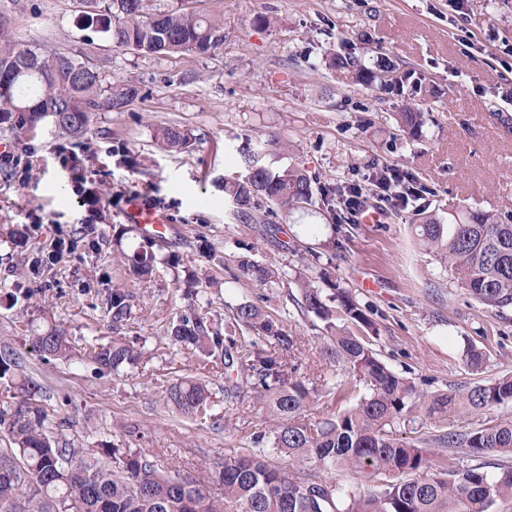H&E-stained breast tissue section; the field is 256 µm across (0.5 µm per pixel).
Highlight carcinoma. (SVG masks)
Returning a JSON list of instances; mask_svg holds the SVG:
<instances>
[{"label":"carcinoma","instance_id":"obj_1","mask_svg":"<svg viewBox=\"0 0 512 512\" xmlns=\"http://www.w3.org/2000/svg\"><path fill=\"white\" fill-rule=\"evenodd\" d=\"M98 8L82 18L85 29L101 33L121 50L140 54L188 53L210 56L224 45V25L190 10L157 13L151 22L143 0H90ZM9 19L0 15V124L17 136L34 132L49 104L59 105L58 129L78 136L87 130L94 112H123L139 95L132 85L103 87L100 73L89 66L77 78L83 61L73 55L48 51L34 43L7 37ZM400 125L415 137L424 113L408 108L398 113ZM155 137L168 152L182 153L191 136L174 126H160ZM237 151L244 173L224 179V196L236 213L277 231L264 209L275 203L285 209L313 203L314 179L291 166L272 172L265 164L269 151L283 148L280 139L263 142L247 137ZM415 237L425 251L459 274L461 288L479 304L497 312L512 307V211L494 216L480 211L448 215L444 224L433 214L419 213ZM150 242L127 257L134 275L146 279L157 260ZM238 269L255 283L268 286L279 271L248 255ZM332 293L306 279L298 280L300 309L324 323L326 355L350 371L346 379L324 378L308 385L289 376L278 351L293 349L296 338L286 334L260 307L242 302L232 312V325L253 336L248 343L224 344V337L208 317L194 309L182 312L168 341L198 351L200 371L207 372L218 357L228 378L225 401L239 400L236 372L260 398L274 421L269 435L260 434L252 446L224 455L202 466L197 475L169 474L152 456L119 444L110 448H77L47 434L48 414L39 405L45 387L25 373L16 354L0 351V381L18 391L21 399L0 408V429L12 447L0 452V512H490L498 501L512 500V465L495 470L464 466L448 471L420 441L400 438L396 427H415L421 418L435 425H451L487 415L512 405V375L483 380L463 389L431 396L392 372L365 336L339 326L347 320L375 332L374 322L358 301L331 282ZM131 294L112 289L107 303L112 325L130 319ZM273 339L271 351L257 343ZM30 352L40 358L69 360L73 348L64 331L54 327L28 336ZM141 347L130 341L99 343L91 356L100 373H118L137 364ZM467 364L480 370L485 353L470 344ZM326 397L351 395L356 403L329 412L312 430L302 412L318 393ZM166 404L176 413L206 421L213 417L212 392L203 377L184 378L165 391ZM439 444L461 448L470 455L496 452L512 455V421L488 422L469 431L438 436ZM288 456V466L268 459V451ZM348 475L323 480L307 473L311 466ZM218 483L212 496L206 484Z\"/></svg>","mask_w":512,"mask_h":512}]
</instances>
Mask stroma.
Listing matches in <instances>:
<instances>
[{"label": "stroma", "instance_id": "obj_1", "mask_svg": "<svg viewBox=\"0 0 512 512\" xmlns=\"http://www.w3.org/2000/svg\"><path fill=\"white\" fill-rule=\"evenodd\" d=\"M148 12L191 6L224 23V45L214 55L143 56L113 48L83 29L78 0H0L16 39L78 56L96 67L104 84L128 83L138 97L122 112L92 115L75 142L50 122L16 137L0 129V143L16 155L34 148L32 170L7 172L0 164V346L18 355L25 372L47 389L41 405L49 435L82 448L114 443L156 456L169 472L193 474L209 460L247 444L272 422L262 402L245 393L224 407L223 373L210 379L215 424L198 425L172 413L164 390L196 375L198 356L167 340L188 308L233 335V309L252 302L279 320L297 345L285 355L298 378L345 375L324 353L320 320L301 312L295 277L318 279L322 262L340 288L352 293L374 320L373 348L389 369L427 394L446 393L512 372V308L488 310L465 294L455 273L421 249L414 208L399 210L369 198L373 224L355 221L332 233L322 209H276L278 237L241 221L224 197V178L239 169L242 136L288 141L267 157L274 170L299 165L321 185L359 183L370 166L407 170L440 215L477 209L512 210V129L496 113L508 111L501 94L512 86V0H465L453 17L448 0H144ZM357 56L366 68L392 60L411 72L402 94L357 81L333 64ZM425 114L418 137L405 134L396 114L407 104ZM185 129L194 145L173 154L155 131ZM82 155L81 180L62 167L60 151ZM100 193L96 213L81 206L77 186ZM165 209L176 265L156 264L151 278L134 277L127 254L140 236L124 223L130 195ZM42 224L31 235L33 224ZM26 229L24 244L9 237ZM72 246L58 262L46 258L56 231ZM335 238V250L325 243ZM251 255L279 269L278 284L244 277L236 259ZM32 292L11 300L12 288ZM131 295L129 321L113 327L106 299L112 289ZM57 326L74 351L69 361H40L29 351L31 329ZM136 340L140 363L102 374L88 358L90 344ZM487 356L481 371L465 362V344Z\"/></svg>", "mask_w": 512, "mask_h": 512}]
</instances>
